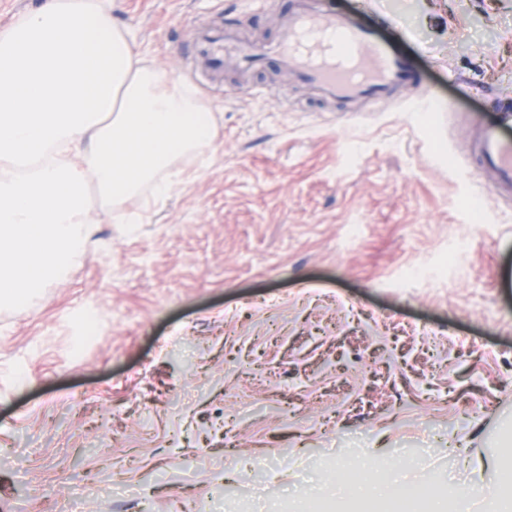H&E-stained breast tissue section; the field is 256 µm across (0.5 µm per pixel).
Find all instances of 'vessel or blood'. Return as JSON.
<instances>
[{"label": "vessel or blood", "mask_w": 512, "mask_h": 512, "mask_svg": "<svg viewBox=\"0 0 512 512\" xmlns=\"http://www.w3.org/2000/svg\"><path fill=\"white\" fill-rule=\"evenodd\" d=\"M207 40L213 70L227 63L247 69L272 56L332 102L377 103L419 82L404 56L374 29L331 11L313 10L306 0H296L277 38L263 51H255L218 22ZM470 127L471 152L483 168L494 171L499 194L512 197V136L507 133L512 105L501 108L497 119H476Z\"/></svg>", "instance_id": "obj_1"}]
</instances>
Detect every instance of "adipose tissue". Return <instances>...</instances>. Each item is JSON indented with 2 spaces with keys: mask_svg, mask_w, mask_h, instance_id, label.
I'll return each instance as SVG.
<instances>
[{
  "mask_svg": "<svg viewBox=\"0 0 512 512\" xmlns=\"http://www.w3.org/2000/svg\"><path fill=\"white\" fill-rule=\"evenodd\" d=\"M214 140L210 107L144 64L100 0H46L0 29V298L33 302L76 263L86 178L121 204L166 196Z\"/></svg>",
  "mask_w": 512,
  "mask_h": 512,
  "instance_id": "obj_1",
  "label": "adipose tissue"
}]
</instances>
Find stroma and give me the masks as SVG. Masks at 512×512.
<instances>
[{"mask_svg": "<svg viewBox=\"0 0 512 512\" xmlns=\"http://www.w3.org/2000/svg\"><path fill=\"white\" fill-rule=\"evenodd\" d=\"M315 4L391 41L423 90L350 112L271 58L197 87L215 143L192 176L128 198L135 223L90 196L81 261L0 304V512L69 493L75 512H140L139 494L148 512H299L311 486L315 512H394L331 476L403 457L412 485L472 487L481 512L512 472V200L463 148L512 98V0ZM289 5L112 0V21L187 79L189 29L220 17L260 47ZM421 263L436 276H409Z\"/></svg>", "mask_w": 512, "mask_h": 512, "instance_id": "obj_1", "label": "stroma"}]
</instances>
